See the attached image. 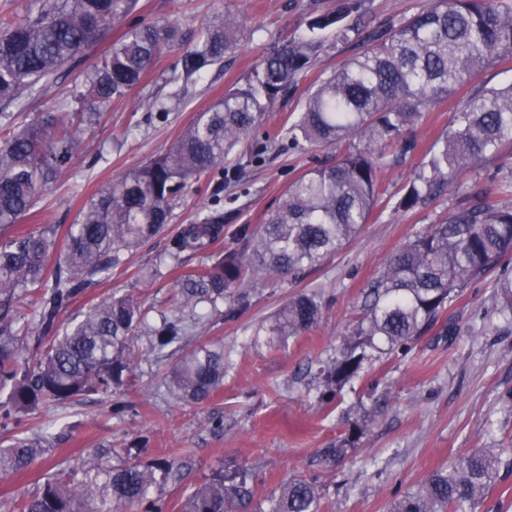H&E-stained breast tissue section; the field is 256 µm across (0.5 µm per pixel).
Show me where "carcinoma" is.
<instances>
[{
	"label": "carcinoma",
	"mask_w": 512,
	"mask_h": 512,
	"mask_svg": "<svg viewBox=\"0 0 512 512\" xmlns=\"http://www.w3.org/2000/svg\"><path fill=\"white\" fill-rule=\"evenodd\" d=\"M137 0H39L19 20L0 22V104L18 111L40 93L65 63L83 57L116 24L125 33L94 64L86 83L73 88L56 109L16 125L4 115L0 137V423L17 424L41 408L79 401L130 384L134 362L127 351L140 333L159 356L182 349L191 327L210 311L232 316L250 304L249 284L259 274L300 276L354 239L382 195L378 169L390 149L415 147L411 134L428 112L482 71L512 60V0H430V5L386 32L368 35L369 48L322 81L304 111L266 141L286 139L300 150L345 143L331 163L289 183L282 205L202 271L179 279L178 306L145 320L127 295H112L71 328L59 317L72 300L112 273L172 221L174 210L209 173L224 175L236 148L266 123V114L309 69L322 47L316 32L332 29L348 41L359 35L350 18L366 11L365 0H337L316 10L308 34L267 49L243 83L198 113L164 153L101 189L64 234L60 226L17 228L34 212L43 190L74 163L81 125L97 120V107L126 98L163 49L178 40V23L128 22ZM242 23L230 12L206 25L176 67L188 82L202 78L237 51ZM512 83L476 87L451 112L448 128L394 203L410 211L426 203L462 172L486 159L507 172L501 188L512 192ZM224 232V213L202 210L167 245L171 259L206 251ZM512 206L474 195L414 236L368 286L363 312L335 358L321 369L324 394L358 376L374 354L392 355L424 335L464 288L496 274L500 313L512 319ZM35 304L25 330L16 328L17 307ZM228 304L223 312L220 306ZM320 305L312 294L289 300L254 335L271 348L313 329ZM224 346L201 344L177 360L170 386L179 398L203 403L224 388ZM357 431L321 449L313 463L336 465ZM42 432L0 448V474L24 472L49 451ZM91 449L67 463L10 512H167L161 487L178 478L179 459L147 462ZM498 455L476 449L433 471L418 490L403 495L393 512H476L491 488ZM247 474L214 470L185 500L183 512H235L251 497ZM259 512H322L315 477L299 476L263 499Z\"/></svg>",
	"instance_id": "cac0c4a2"
}]
</instances>
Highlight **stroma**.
Here are the masks:
<instances>
[{
	"mask_svg": "<svg viewBox=\"0 0 512 512\" xmlns=\"http://www.w3.org/2000/svg\"><path fill=\"white\" fill-rule=\"evenodd\" d=\"M426 3L368 0L363 23L370 30L395 26ZM335 5L336 0H139L138 19L178 21L181 40L157 58L151 73L128 99L110 103L99 122L87 128L77 161L45 190L36 216L25 221V228L36 223H75L90 196L165 151L199 112L244 81L266 48L280 37L302 35L313 9ZM227 11L244 24L240 49L205 78L189 83L180 99L170 100L167 112L152 110V100L168 97L172 90L167 80L178 57L196 43L201 28ZM121 34V29H112L83 58L64 64L45 90L30 99L22 119L53 110L74 86L85 81L90 66ZM320 38L322 49L311 69L276 102L268 114V129L295 121L319 83L367 48L355 38L339 41L331 31L321 33ZM450 108V103L441 104L416 127L417 150L384 158L379 208L342 251L327 256L297 279L259 276L245 312L232 319L206 320L194 329L189 346L224 345L229 369L217 396L202 404L177 399L169 388L173 358L145 354L144 339L136 338L133 345L141 353L140 381L27 417L13 432L0 430V441L11 434L32 435L41 424L58 435L30 471L0 478V503L31 495L57 464L88 449L120 452L131 448L143 461L160 454L187 457L181 483L167 485L163 491L169 512H181L184 496L221 466L249 469L254 496L238 512H256L258 501L278 491L289 478L308 474V461L317 450L336 443L357 426L362 430L358 440L332 470L320 476L323 512H390L396 499L416 490L432 471L476 448L494 449L501 457L478 512H512V321L499 312L492 278L465 288L437 325L407 351L364 364L358 378L343 388L332 405L319 401L309 372L317 361L338 353L362 313L369 283L380 275L387 260L443 216L456 197L479 193L512 205V196L503 195L494 178L496 161L489 160L426 205L408 212L393 211L406 179L447 128ZM340 151V146L329 145L301 152L283 142L253 158L242 181H225L217 192L208 186L189 193L172 224L143 244L125 271L77 296L61 313V323L81 318L115 293L130 295L148 319H156L176 296L179 277L209 262L207 253L191 254L179 266L163 270L157 279H144V272L158 265L179 225L193 222L199 210H221L224 237L212 250L238 248L240 228L263 224L293 178ZM302 292L316 294L322 306L317 327L277 350L255 342V326ZM450 322L456 326L452 336L444 331ZM116 401L128 407L120 420L112 416ZM217 415L224 419L220 431L210 425L211 417Z\"/></svg>",
	"mask_w": 512,
	"mask_h": 512,
	"instance_id": "obj_1",
	"label": "stroma"
}]
</instances>
